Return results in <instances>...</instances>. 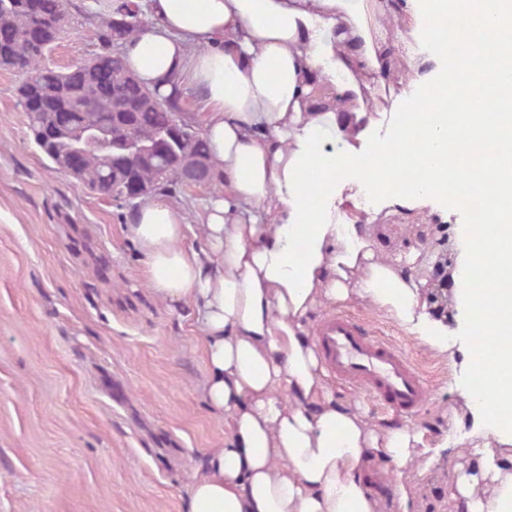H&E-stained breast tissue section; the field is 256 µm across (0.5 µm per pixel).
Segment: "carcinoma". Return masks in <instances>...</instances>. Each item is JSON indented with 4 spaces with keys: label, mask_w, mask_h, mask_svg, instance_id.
<instances>
[{
    "label": "carcinoma",
    "mask_w": 512,
    "mask_h": 512,
    "mask_svg": "<svg viewBox=\"0 0 512 512\" xmlns=\"http://www.w3.org/2000/svg\"><path fill=\"white\" fill-rule=\"evenodd\" d=\"M65 17L66 0H0V33L9 36L0 44V68L28 74L17 89L20 105L37 98L73 118L68 130L44 142L39 129L51 121L50 113H26L49 167L88 193L130 209L178 188L223 185L203 130L184 116L183 103L160 96L125 66L120 48L143 28L139 12L120 7L100 18L98 51L79 63L76 76L46 63ZM35 27L42 30L40 44L29 38ZM105 70L112 71V94L101 97L96 83ZM76 151L82 163L73 171L69 157Z\"/></svg>",
    "instance_id": "carcinoma-1"
}]
</instances>
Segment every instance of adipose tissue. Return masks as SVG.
Segmentation results:
<instances>
[{
    "label": "adipose tissue",
    "instance_id": "adipose-tissue-1",
    "mask_svg": "<svg viewBox=\"0 0 512 512\" xmlns=\"http://www.w3.org/2000/svg\"><path fill=\"white\" fill-rule=\"evenodd\" d=\"M151 23L124 47L149 88L198 93L193 111L224 186L202 208L205 246L180 248L184 217L160 198L143 202L128 232L166 301L192 300L203 331L205 404L224 418V447L205 457L188 512H382L366 471L378 459L403 468L425 433L384 428L337 404L315 345L310 311L354 298L390 313L431 345L449 332L430 320L422 286L399 260L377 253L347 183L371 182L399 201L433 197L458 178L474 138L497 157L473 181L492 224L461 232L455 274L470 329L488 308L512 310V164L493 98L458 88L460 103L422 98L400 108L388 142L365 141L374 119L365 96L387 65L385 31L369 8L390 0H145ZM512 0H405V50L442 62L435 34L449 16L477 18L483 52L503 43ZM477 415L475 467L455 469L459 512H512V383L463 393Z\"/></svg>",
    "mask_w": 512,
    "mask_h": 512
}]
</instances>
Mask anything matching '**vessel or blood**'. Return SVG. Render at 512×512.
<instances>
[{"mask_svg": "<svg viewBox=\"0 0 512 512\" xmlns=\"http://www.w3.org/2000/svg\"><path fill=\"white\" fill-rule=\"evenodd\" d=\"M314 341L327 368L361 386L367 396L406 414L424 405L428 383L409 357L355 318L326 315L314 329Z\"/></svg>", "mask_w": 512, "mask_h": 512, "instance_id": "1", "label": "vessel or blood"}]
</instances>
